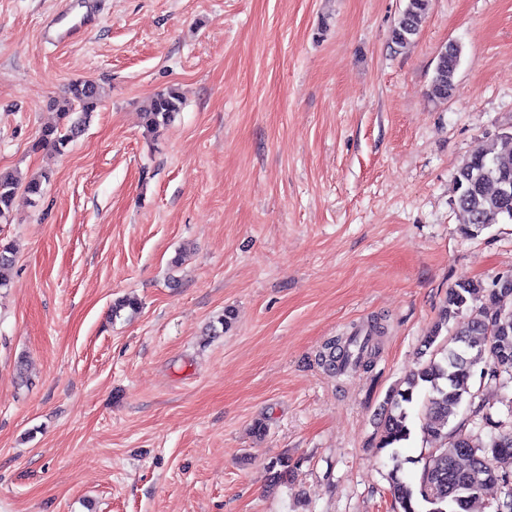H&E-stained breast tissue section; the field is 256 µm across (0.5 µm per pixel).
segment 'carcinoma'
Returning a JSON list of instances; mask_svg holds the SVG:
<instances>
[{
	"label": "carcinoma",
	"instance_id": "1",
	"mask_svg": "<svg viewBox=\"0 0 512 512\" xmlns=\"http://www.w3.org/2000/svg\"><path fill=\"white\" fill-rule=\"evenodd\" d=\"M429 0H407L391 40L399 47L410 43L425 21ZM461 50L448 45L440 56L429 88V97L446 101L456 90L455 77L460 65ZM103 87L91 79L68 84L64 95L50 106L58 114V122L42 128L33 148L62 153L86 129L92 113L101 105ZM183 105L180 92L171 87L155 94L142 112L146 132L152 136L169 126ZM512 179V133L478 145L457 167L454 174V205L468 214L460 231L475 237L493 224L512 222V198L503 196L507 179ZM47 175L23 179L13 172H0V223L8 222L12 202L18 192L38 202L43 194ZM481 303L486 319L473 321L455 332L464 341L462 354L449 346L453 338L442 335L448 322L463 310ZM370 337L347 340L332 338L323 346L319 357L329 370L350 362L370 367ZM425 346L436 347L431 357L403 378L388 394L387 411L375 436V447L392 449V469L388 473L393 512H470L472 502L484 491L498 485L503 494L512 495V397L506 401V419L498 418L493 406L475 403V394L468 381L475 369L480 380L505 390L512 385V286L496 288L478 279L456 282L448 289L438 319L426 336ZM469 414L460 423L449 426L463 402ZM418 417L423 432L432 436L431 450L426 457L417 483L402 475V462L397 448L410 440L413 417ZM473 426L486 434L488 441L473 444ZM294 468L291 459L280 457L271 462L273 482L284 479Z\"/></svg>",
	"mask_w": 512,
	"mask_h": 512
}]
</instances>
